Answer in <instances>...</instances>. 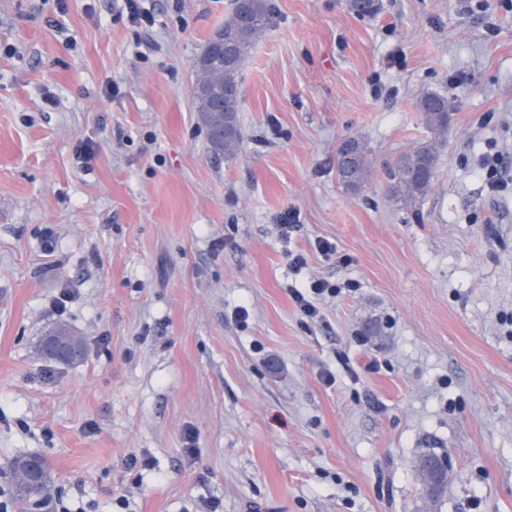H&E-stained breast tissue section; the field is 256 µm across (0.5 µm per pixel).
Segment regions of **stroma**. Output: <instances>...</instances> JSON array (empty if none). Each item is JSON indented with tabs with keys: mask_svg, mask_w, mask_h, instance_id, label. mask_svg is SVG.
<instances>
[{
	"mask_svg": "<svg viewBox=\"0 0 512 512\" xmlns=\"http://www.w3.org/2000/svg\"><path fill=\"white\" fill-rule=\"evenodd\" d=\"M271 2L228 160L192 83L231 0H142L146 45L124 0H67L59 29L55 0H0V489L39 456L71 512H512V194L474 173L493 145L512 174V11ZM427 93L451 119L407 208L387 165L428 137ZM346 136L370 149L356 190ZM313 276L343 291L309 322L285 286ZM59 329L81 358L44 352ZM429 448L452 465L436 508L413 471ZM358 145V155H357V168L359 172V181L356 183L350 182L346 180L344 177H349L350 173L353 168V161L355 159L356 155V143ZM353 139L352 137H345L343 138L337 147V154H338V165H337V159H336V165L338 170V175L341 181L350 188H356L358 187L364 179L367 177L368 174V161H367V147L366 145L359 140L358 138ZM339 169L341 171L340 175Z\"/></svg>",
	"mask_w": 512,
	"mask_h": 512,
	"instance_id": "35a3bbf8",
	"label": "stroma"
}]
</instances>
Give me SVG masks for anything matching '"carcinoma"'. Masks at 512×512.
<instances>
[{"mask_svg":"<svg viewBox=\"0 0 512 512\" xmlns=\"http://www.w3.org/2000/svg\"><path fill=\"white\" fill-rule=\"evenodd\" d=\"M271 10L270 0H232V10L224 26L214 31L212 37L224 36V42L234 46L230 64L207 67L195 62V108L208 131L213 151L228 159L236 156L243 139L238 112L241 110L239 72L251 45L264 33ZM224 84V113L206 111L204 92L210 84ZM423 120L435 135L448 126V98L425 95L418 104ZM357 168L359 181L343 180L356 188L368 174L367 147L357 141ZM437 138L420 142L414 149L396 157L389 166L387 191L391 198L404 205H412L432 187L438 168ZM46 480L39 488L15 486L16 502L21 512H42L48 502L52 486L50 470H45Z\"/></svg>","mask_w":512,"mask_h":512,"instance_id":"carcinoma-1","label":"carcinoma"}]
</instances>
